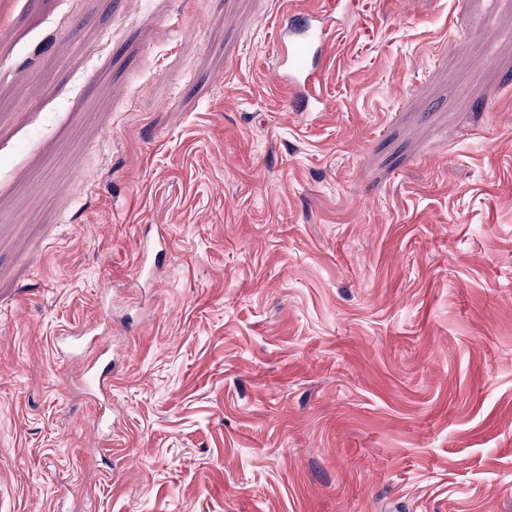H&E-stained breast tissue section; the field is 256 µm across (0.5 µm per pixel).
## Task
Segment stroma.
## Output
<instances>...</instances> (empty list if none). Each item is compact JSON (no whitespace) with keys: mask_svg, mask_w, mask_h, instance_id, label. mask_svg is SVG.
Segmentation results:
<instances>
[{"mask_svg":"<svg viewBox=\"0 0 512 512\" xmlns=\"http://www.w3.org/2000/svg\"><path fill=\"white\" fill-rule=\"evenodd\" d=\"M323 5L0 0V512H512V0ZM291 17H298L299 22L280 27L277 44L281 63L275 77L300 102L302 112H325L321 92L324 53L335 31L321 16L314 19L309 14L297 12ZM87 348L94 349L96 356L88 364L84 375L93 388L107 395L112 387V358L108 355L109 345L106 338L84 332L79 336H60L57 342L58 353L72 362L82 357Z\"/></svg>","mask_w":512,"mask_h":512,"instance_id":"obj_1","label":"stroma"}]
</instances>
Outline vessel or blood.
<instances>
[{
	"label": "vessel or blood",
	"mask_w": 512,
	"mask_h": 512,
	"mask_svg": "<svg viewBox=\"0 0 512 512\" xmlns=\"http://www.w3.org/2000/svg\"><path fill=\"white\" fill-rule=\"evenodd\" d=\"M333 37V29L322 19L307 14L300 15L296 24L279 30L277 44L281 63L275 77L289 88L302 111L325 109L321 92L324 53ZM88 348L94 349L95 356L85 374L93 388L108 393L112 387V359L106 338L85 332L59 337L57 342L58 353L72 360L80 358Z\"/></svg>",
	"instance_id": "vessel-or-blood-1"
}]
</instances>
